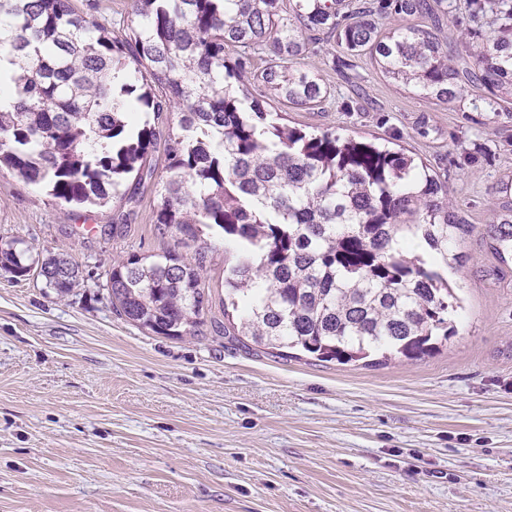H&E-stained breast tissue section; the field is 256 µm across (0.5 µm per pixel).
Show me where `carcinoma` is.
Returning a JSON list of instances; mask_svg holds the SVG:
<instances>
[{
	"label": "carcinoma",
	"mask_w": 512,
	"mask_h": 512,
	"mask_svg": "<svg viewBox=\"0 0 512 512\" xmlns=\"http://www.w3.org/2000/svg\"><path fill=\"white\" fill-rule=\"evenodd\" d=\"M447 0H132L123 34L72 0H0V52L13 56L14 102L0 108V166L43 183L65 206L125 200L164 140L156 223L187 241L224 231V334L296 348L322 362L416 360L455 333L448 239L465 221L438 175L399 149L281 122L269 103L313 109L328 98L298 67L319 34L348 56L370 53L381 71L451 103L472 76L494 105L512 104V4L469 0L491 12L480 42L461 34L448 54L438 34L405 23ZM395 27L381 34L378 19ZM265 57L261 70L253 58ZM172 112L161 135L134 112ZM501 261L512 253V207L490 225ZM424 241L429 252L418 249ZM29 247L0 248V268L30 276ZM205 252L131 255L112 265V308L156 336L202 334L209 303ZM57 294L79 286L64 258L42 260Z\"/></svg>",
	"instance_id": "carcinoma-1"
}]
</instances>
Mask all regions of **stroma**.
Returning <instances> with one entry per match:
<instances>
[{
	"label": "stroma",
	"mask_w": 512,
	"mask_h": 512,
	"mask_svg": "<svg viewBox=\"0 0 512 512\" xmlns=\"http://www.w3.org/2000/svg\"><path fill=\"white\" fill-rule=\"evenodd\" d=\"M330 92L289 125L404 148L434 169L466 224L448 244L465 299L431 356L340 365L205 328L155 336L112 308L130 254L204 247L211 322L224 320V236L154 224L162 154L130 204L68 208L0 170V241L67 257L65 297L0 270V512H512V260L486 229L512 191V117L473 92L437 104L329 42L300 63Z\"/></svg>",
	"instance_id": "35a3bbf8"
}]
</instances>
